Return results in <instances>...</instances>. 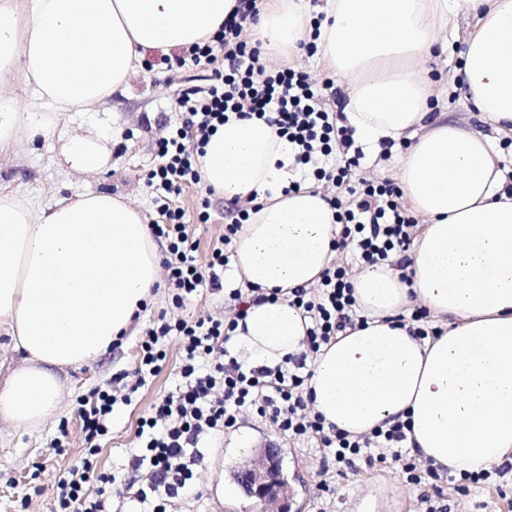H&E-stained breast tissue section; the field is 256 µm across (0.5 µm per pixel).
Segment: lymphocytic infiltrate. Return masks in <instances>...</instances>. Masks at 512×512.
Returning a JSON list of instances; mask_svg holds the SVG:
<instances>
[{"label":"lymphocytic infiltrate","instance_id":"obj_1","mask_svg":"<svg viewBox=\"0 0 512 512\" xmlns=\"http://www.w3.org/2000/svg\"><path fill=\"white\" fill-rule=\"evenodd\" d=\"M262 0H237L213 41L189 50L188 57L160 54L157 64L174 67L185 61L212 63L216 51L224 53L223 69L215 70L205 93L185 90L178 107L185 118L174 134L159 145V160L149 173L160 193L157 212L160 223L151 227L155 237L165 239L162 260L165 284L176 304L192 299L204 286L222 289V274L234 255L232 244L249 218L251 202L233 204V220L213 248L207 264H198V245L190 239L181 210L171 208V196L183 185L197 184L201 173L194 158L229 115L260 119L275 125L292 146L297 163L309 166L311 176L345 187L351 200L342 204L328 197L339 224L335 248L349 253V263L331 262L315 287L291 289L289 302L302 310L310 325L304 349L274 367L238 360L229 344L239 321L251 306L277 301L280 292L258 288L231 289L234 315L226 320L210 316L193 321H170L159 317L144 329L141 358L131 380L115 376L107 387L92 391L79 402L83 422L85 455L57 483L55 512H109L106 489L116 483L134 488L140 512H166V499L199 497L194 471L203 459L201 442L209 435L234 427L247 409L270 418L278 430L295 441L316 440L323 459L349 468L357 462L367 466L402 462L410 481H417L419 463L407 450L411 427L394 419L370 433L353 436L326 424L311 410L304 395L311 376L309 366L321 348L339 333L364 324L353 310L354 269L359 265H388L403 271L408 251L420 229L402 199L398 183L362 178L349 185L348 176L359 167L363 151L355 142L353 127L341 113L325 106L332 82H313L306 73L290 68L270 71L261 59L259 44L245 38L250 24L260 15ZM182 339L179 383L158 398L137 421L138 446L131 453L124 475L98 469L101 440L116 404L130 405L132 397L149 378L163 369L164 340Z\"/></svg>","mask_w":512,"mask_h":512}]
</instances>
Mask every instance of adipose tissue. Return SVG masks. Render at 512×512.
<instances>
[{
  "label": "adipose tissue",
  "mask_w": 512,
  "mask_h": 512,
  "mask_svg": "<svg viewBox=\"0 0 512 512\" xmlns=\"http://www.w3.org/2000/svg\"><path fill=\"white\" fill-rule=\"evenodd\" d=\"M235 0H0V152L54 132L57 115L82 114L124 93L150 51L209 41ZM479 17L453 82L480 118L512 135V0H326L311 28L305 0H272L258 24L278 55L316 41L345 84L356 137L379 147L408 140L397 174L426 225L410 256L411 282L375 266L354 280L366 326L315 359L306 395L326 423L353 435L401 417L423 459L453 474L512 461V197L488 136L432 117L424 63L454 10ZM22 76L20 102L6 88ZM205 188L256 197L236 236L235 266L253 288L318 282L338 223L314 185L289 191L294 159L276 128L230 119L203 147ZM85 174L108 159L100 138L62 146ZM159 249L139 209L104 192L42 208L0 192V331L22 356L0 384V419L34 430L56 417L62 371L108 351L151 300ZM421 303L443 332L418 340L401 309ZM309 325L287 298L251 306L235 331L250 362L273 366L303 348Z\"/></svg>",
  "instance_id": "ef3b65f1"
}]
</instances>
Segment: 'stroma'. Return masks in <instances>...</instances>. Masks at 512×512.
Returning a JSON list of instances; mask_svg holds the SVG:
<instances>
[{"label":"stroma","instance_id":"35a3bbf8","mask_svg":"<svg viewBox=\"0 0 512 512\" xmlns=\"http://www.w3.org/2000/svg\"><path fill=\"white\" fill-rule=\"evenodd\" d=\"M476 24L473 12L460 9L452 18L447 44L428 58L426 67L436 82L440 111L449 113L460 127L487 134L490 125L448 81L461 62L463 42ZM211 73L208 66H187L176 71L162 66L139 69L126 91L110 105L73 116L65 127L71 136L109 134L111 159L106 167L89 176L69 173L59 138L39 133L24 139L14 151L0 153V188L41 205L82 191L108 192L132 202L146 221L157 220L155 192L148 173L158 161L160 142L171 136L181 120L176 105L179 95L189 88L206 87ZM174 204L183 209L187 231L198 243L199 263H207L225 224L231 221L227 202L207 194L204 186L191 185L175 197ZM204 211L210 215L205 222L200 219ZM224 280V291L202 289L180 307L173 304L167 288H158L121 344L67 370L61 408L52 421L33 431L0 421V512H52L59 477L85 452L77 414L79 399L104 386L115 374L137 366L142 331L158 315L170 320L230 316L234 302L229 291L242 287L243 282L233 267L226 271ZM180 347L178 337H168L164 342L167 363L163 371L147 381L131 405L115 410L101 441L100 469L118 473L124 468L135 443L137 419L175 385ZM269 440L276 441L282 449L283 470L292 490L291 512H358L365 501L372 502L373 512H420V498L431 490L430 478L410 482L398 462L371 468L361 463L353 470H323L316 444L293 443L269 418L252 413L234 428L215 435L205 448V459L196 469L201 498L171 500L166 505L167 512H255L252 500L231 483L229 472L248 461L254 448ZM58 441L64 446L59 453L53 450ZM443 490L450 512H512V489L502 496L494 486L477 484L464 493L447 483Z\"/></svg>","mask_w":512,"mask_h":512}]
</instances>
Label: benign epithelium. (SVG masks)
Instances as JSON below:
<instances>
[{"label":"benign epithelium","instance_id":"obj_1","mask_svg":"<svg viewBox=\"0 0 512 512\" xmlns=\"http://www.w3.org/2000/svg\"><path fill=\"white\" fill-rule=\"evenodd\" d=\"M236 474L258 512H290L292 493L282 470V450L275 443L254 452Z\"/></svg>","mask_w":512,"mask_h":512}]
</instances>
